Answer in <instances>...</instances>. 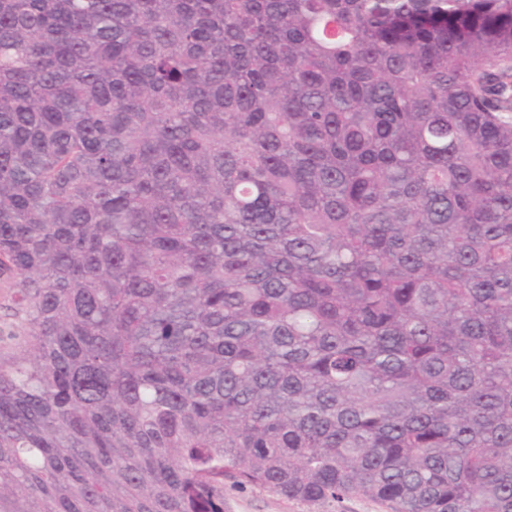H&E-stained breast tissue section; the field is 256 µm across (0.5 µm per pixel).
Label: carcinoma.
<instances>
[{
    "label": "carcinoma",
    "instance_id": "obj_1",
    "mask_svg": "<svg viewBox=\"0 0 512 512\" xmlns=\"http://www.w3.org/2000/svg\"><path fill=\"white\" fill-rule=\"evenodd\" d=\"M0 512H512V0H0ZM224 512H391L378 501L359 496L342 503L310 506L254 489H224Z\"/></svg>",
    "mask_w": 512,
    "mask_h": 512
}]
</instances>
